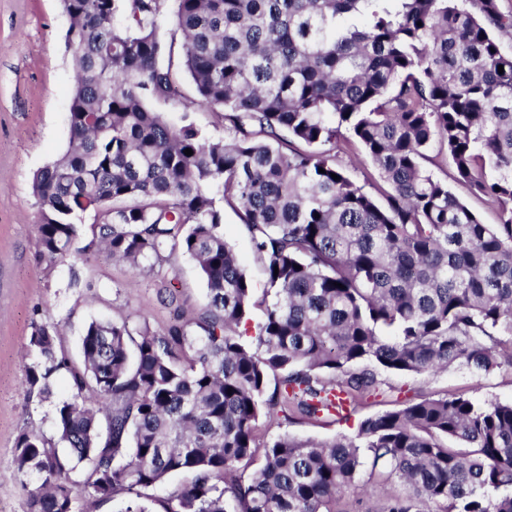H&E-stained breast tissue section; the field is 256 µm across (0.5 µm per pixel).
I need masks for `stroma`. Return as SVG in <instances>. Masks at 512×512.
<instances>
[{
    "label": "stroma",
    "instance_id": "obj_1",
    "mask_svg": "<svg viewBox=\"0 0 512 512\" xmlns=\"http://www.w3.org/2000/svg\"><path fill=\"white\" fill-rule=\"evenodd\" d=\"M69 19L60 0H0V512H27L28 491L36 476L18 472L14 443L25 430L52 433V402L30 393L24 355L35 324L57 322L61 342L80 359V339L94 320L148 325L160 330L190 318L205 303V284L195 262L179 254L139 268L113 260L91 247L95 215H85L83 233L69 257L46 266L37 256L38 207L32 194L35 172L69 146L70 89L74 63L66 43ZM178 95L157 108L176 126L193 123L203 134L220 137V113L196 106L195 87L177 71ZM434 175L485 224L498 221L494 202L471 194L455 179L450 159ZM224 238L254 284H262L261 262L254 255L238 212L224 211ZM176 297L175 306L163 303ZM378 395L345 420L294 419L260 415L259 444L289 434L330 441L354 437L367 416L400 407L413 398L451 393L481 403L512 401V366L475 375L455 367L436 373H386Z\"/></svg>",
    "mask_w": 512,
    "mask_h": 512
}]
</instances>
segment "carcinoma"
<instances>
[{"label": "carcinoma", "instance_id": "cac0c4a2", "mask_svg": "<svg viewBox=\"0 0 512 512\" xmlns=\"http://www.w3.org/2000/svg\"><path fill=\"white\" fill-rule=\"evenodd\" d=\"M175 2L179 66L224 136L153 108L175 93L165 0H62L71 140L33 178L38 253L67 257L93 212L98 242L134 268L190 256L206 303L162 330L93 321L79 365L57 324L34 326L29 391L47 397L64 371L70 397L54 434L16 438L18 471L39 477L28 512H151L148 491L175 475L188 480L164 512H359L336 503L363 469L408 487L382 512H512V402L458 394L368 416L354 439L285 434L238 476L264 410L329 416L333 394L354 412L383 372L512 362V56L493 35L512 15L498 0ZM355 146L374 194L337 163ZM444 154L498 223L429 170ZM222 202L264 263L254 351L239 331L254 286Z\"/></svg>", "mask_w": 512, "mask_h": 512}]
</instances>
